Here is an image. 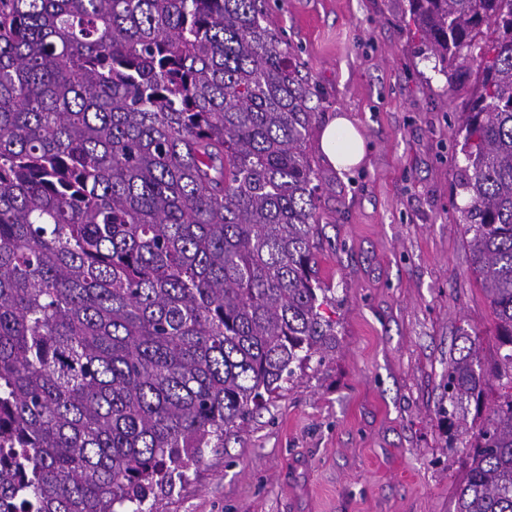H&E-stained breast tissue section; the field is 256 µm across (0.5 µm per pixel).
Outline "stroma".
Masks as SVG:
<instances>
[{
	"label": "stroma",
	"mask_w": 512,
	"mask_h": 512,
	"mask_svg": "<svg viewBox=\"0 0 512 512\" xmlns=\"http://www.w3.org/2000/svg\"><path fill=\"white\" fill-rule=\"evenodd\" d=\"M320 91L309 151L328 179L322 276L336 303L316 356L279 396L160 493V512H454L469 448L448 427V369L474 340L500 364L453 185L454 131L475 63L445 77L407 0H270ZM348 117L364 162L341 173L320 127Z\"/></svg>",
	"instance_id": "obj_1"
}]
</instances>
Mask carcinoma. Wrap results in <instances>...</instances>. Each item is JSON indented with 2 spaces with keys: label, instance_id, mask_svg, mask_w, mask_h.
I'll list each match as a JSON object with an SVG mask.
<instances>
[{
  "label": "carcinoma",
  "instance_id": "obj_1",
  "mask_svg": "<svg viewBox=\"0 0 512 512\" xmlns=\"http://www.w3.org/2000/svg\"><path fill=\"white\" fill-rule=\"evenodd\" d=\"M268 0H0V512H145L333 335L318 89ZM455 94L496 320L456 512H512V0H408Z\"/></svg>",
  "mask_w": 512,
  "mask_h": 512
}]
</instances>
